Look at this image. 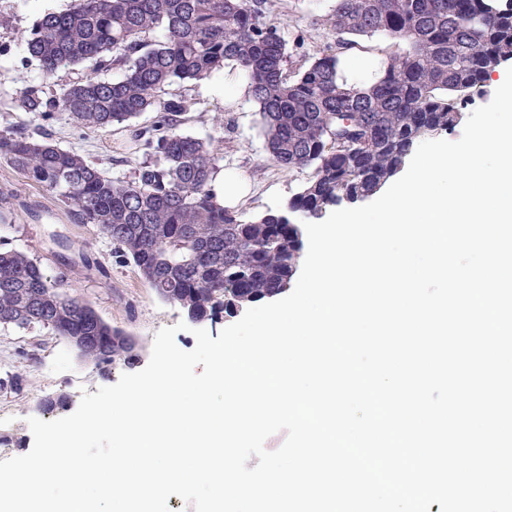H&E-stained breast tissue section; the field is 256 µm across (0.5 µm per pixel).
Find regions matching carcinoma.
I'll list each match as a JSON object with an SVG mask.
<instances>
[{
    "mask_svg": "<svg viewBox=\"0 0 512 512\" xmlns=\"http://www.w3.org/2000/svg\"><path fill=\"white\" fill-rule=\"evenodd\" d=\"M278 0H70L19 33L42 81L21 96L42 130L0 129V162L51 191L80 224L109 239L156 295L193 322L234 317L285 292L302 256L298 220L371 197L425 140L452 133L482 95L488 74L512 61V0H333L315 20L334 42L314 53L300 31L287 47ZM160 38H155L156 32ZM382 35L404 48L377 54L373 82L343 76L345 52ZM123 68L55 93L70 66ZM231 66L249 79L265 150L278 166L311 175L281 210L245 218L210 188L215 139L182 129L188 101L165 97ZM155 113L136 133L130 177L50 141L59 116L83 134ZM65 276L48 279L27 253L0 248V326L85 336L97 367L139 361L130 334L107 324Z\"/></svg>",
    "mask_w": 512,
    "mask_h": 512,
    "instance_id": "1",
    "label": "carcinoma"
}]
</instances>
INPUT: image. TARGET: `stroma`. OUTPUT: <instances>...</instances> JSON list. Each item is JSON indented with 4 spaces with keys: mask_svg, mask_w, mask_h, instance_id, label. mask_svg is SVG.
Returning a JSON list of instances; mask_svg holds the SVG:
<instances>
[{
    "mask_svg": "<svg viewBox=\"0 0 512 512\" xmlns=\"http://www.w3.org/2000/svg\"><path fill=\"white\" fill-rule=\"evenodd\" d=\"M31 3L0 0V10L10 17L9 26L0 28V129L34 127L32 113L19 107L18 99L26 88L40 83L41 74L36 61L26 60L18 34L43 14L66 9L69 0H41L36 10ZM172 90L185 95L191 105L185 131L219 140L218 168L249 183V194L237 206L245 216L284 207L309 177V170L288 171L268 158L260 116L248 95L224 99L207 80L176 84ZM152 119L146 112L83 137L62 118L50 132L55 143L101 162L110 175L127 177L137 157L132 132ZM0 215L6 221L0 227V245L28 253L47 276L66 274L75 293L106 323L139 341L141 364H148L158 330L186 321V314L161 300L111 241L97 236L90 225L76 223L49 191L1 163ZM124 371L121 365L99 369L47 331L0 327V447L12 457L27 454L33 446L28 418L68 416L82 393L115 384ZM57 395L66 397L65 408L43 406V399Z\"/></svg>",
    "mask_w": 512,
    "mask_h": 512,
    "instance_id": "obj_1",
    "label": "stroma"
}]
</instances>
